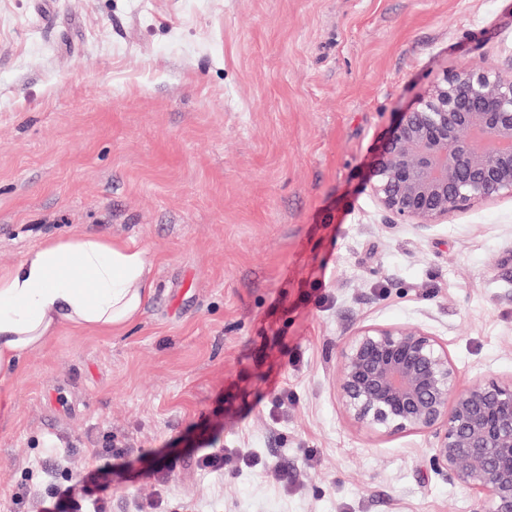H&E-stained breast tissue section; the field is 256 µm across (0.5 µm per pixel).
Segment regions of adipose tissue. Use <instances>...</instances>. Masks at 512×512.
<instances>
[{"label": "adipose tissue", "instance_id": "obj_1", "mask_svg": "<svg viewBox=\"0 0 512 512\" xmlns=\"http://www.w3.org/2000/svg\"><path fill=\"white\" fill-rule=\"evenodd\" d=\"M153 292L143 250L94 236L30 250L0 272V373L15 369L62 327L122 331Z\"/></svg>", "mask_w": 512, "mask_h": 512}]
</instances>
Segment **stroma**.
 I'll return each instance as SVG.
<instances>
[{
    "mask_svg": "<svg viewBox=\"0 0 512 512\" xmlns=\"http://www.w3.org/2000/svg\"><path fill=\"white\" fill-rule=\"evenodd\" d=\"M511 62L512 0H0V270L97 235L155 282L121 333L63 327L0 384V512L108 442L103 512H472L427 436L346 419L338 352L417 324L460 385L512 379V198L419 231L369 187L395 113Z\"/></svg>",
    "mask_w": 512,
    "mask_h": 512,
    "instance_id": "35a3bbf8",
    "label": "stroma"
}]
</instances>
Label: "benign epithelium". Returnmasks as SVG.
<instances>
[{
	"instance_id": "obj_1",
	"label": "benign epithelium",
	"mask_w": 512,
	"mask_h": 512,
	"mask_svg": "<svg viewBox=\"0 0 512 512\" xmlns=\"http://www.w3.org/2000/svg\"><path fill=\"white\" fill-rule=\"evenodd\" d=\"M382 210L425 231L512 197V66L461 67L398 113L370 177ZM448 344L414 324L365 325L339 351L346 418L383 435L423 434L475 512H512V379L458 384Z\"/></svg>"
}]
</instances>
